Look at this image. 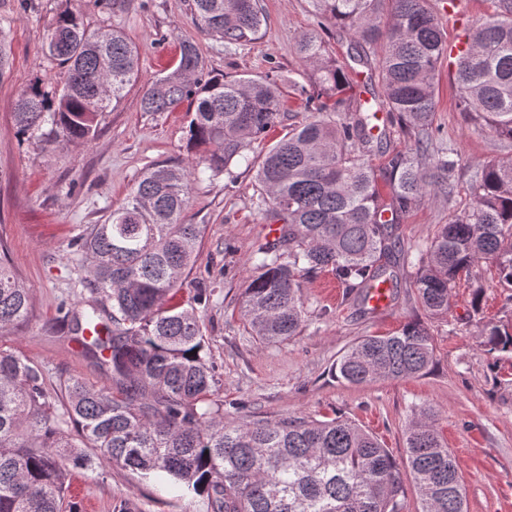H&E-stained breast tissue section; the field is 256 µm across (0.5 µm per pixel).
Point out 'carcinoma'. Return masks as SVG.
<instances>
[{"label": "carcinoma", "mask_w": 512, "mask_h": 512, "mask_svg": "<svg viewBox=\"0 0 512 512\" xmlns=\"http://www.w3.org/2000/svg\"><path fill=\"white\" fill-rule=\"evenodd\" d=\"M196 20L226 46L261 37L259 0H192ZM314 13L355 42L383 44L378 63L389 112L414 133L413 152L387 153L382 194L367 157L386 149L372 134L368 102L343 98V66L323 39L306 32L299 57L313 67L306 104L318 113L345 110L347 120L318 118L290 129L253 162L261 215L280 235L257 245L245 280L242 317L259 341L297 335L305 313L306 275L326 271L346 297L392 281L387 261L396 225L413 204L450 196L455 162L430 169L418 155L432 144L434 77L448 38L425 0H310ZM389 20L382 21L383 14ZM44 53L66 69L53 93L32 85L19 95L18 133L48 148L89 142L98 117L137 78L136 47L117 29L88 30L79 14H57ZM458 108L492 137L512 141V0L465 33L450 62ZM187 105L188 164L154 163L126 201L77 240L87 262L91 297L74 312L85 355L106 368L112 386L91 388L69 376L52 396L35 359L0 349V512H73L66 503L74 469L117 464L159 481L181 497L195 495L210 512H405L401 473L379 440L351 420L302 417L224 422L215 367L195 311L166 305L198 254L202 227L185 220L191 178L232 174L246 151L280 123L279 85L271 78L210 77L195 43L180 47L175 69L142 94L144 112ZM482 261L512 289V162L491 159L475 179L468 209L434 225L418 253L416 302L432 316L448 314L452 289ZM32 314V294L0 250V332ZM482 346L497 361L512 357V321L488 323ZM434 363L428 328L409 322L390 334L363 336L337 360V378L353 385L416 378ZM410 474L419 512H465L464 481L455 458L425 412L406 428Z\"/></svg>", "instance_id": "cac0c4a2"}]
</instances>
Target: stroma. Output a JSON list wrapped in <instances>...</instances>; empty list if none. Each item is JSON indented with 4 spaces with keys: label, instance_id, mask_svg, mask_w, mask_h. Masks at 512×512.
<instances>
[{
    "label": "stroma",
    "instance_id": "obj_1",
    "mask_svg": "<svg viewBox=\"0 0 512 512\" xmlns=\"http://www.w3.org/2000/svg\"><path fill=\"white\" fill-rule=\"evenodd\" d=\"M266 17L262 37L228 47L204 32L190 0H0V30L11 47L10 67L0 77V243L6 245L15 273L32 292L27 324L0 333V347L41 362L50 384L76 376L87 385H107L108 377L86 357L72 328L71 312L81 297L73 238L102 223L120 206L150 164L184 161V109L144 112L140 99L157 78L178 64L179 45L195 42L212 76L277 79L284 100L280 124L256 141L259 153L289 127L314 117L305 106L311 69L295 52L298 37L316 29L307 0H260ZM449 42L464 27L496 9V0H427ZM70 9L88 29L122 30L139 52V72L124 98L102 113L95 140L63 142L43 148L19 137L13 112L20 92L32 82L60 88L64 71L39 51L55 16ZM333 58L347 72L353 94L368 99L390 148L406 150L414 139L404 124L389 117L375 70L358 64L357 44L345 32L324 37ZM434 138L423 156L426 166L455 152L452 194L416 203L400 224L402 252L391 262L399 280L395 299L375 310L347 300L329 273L313 274L303 290L305 321L296 336L263 346L240 316L245 277L252 269L256 243L267 241L258 211L254 171L234 166L232 175L194 181L187 213L201 225L197 261L178 295L183 307H196L209 341L208 359L224 403V419H324L336 414L376 436L397 463L405 488V512H417L419 493L406 462L405 426L414 410L431 409L442 440L456 458L466 489L467 512H512V360L491 367L480 346L489 321L512 320V293L497 284L494 268L479 264L453 290L445 316L429 317L414 300L415 269L408 250L425 246L434 225L467 209L477 171L490 158L512 160V143L492 139L467 123L456 106L454 78L440 66L435 80ZM211 291L207 306H195L196 289ZM424 323L435 346V362L421 377L381 380L352 386L333 372L337 359L359 338L385 335L412 320ZM67 498L78 512H206L197 498H174L131 471L104 466L91 474L72 471Z\"/></svg>",
    "mask_w": 512,
    "mask_h": 512
}]
</instances>
